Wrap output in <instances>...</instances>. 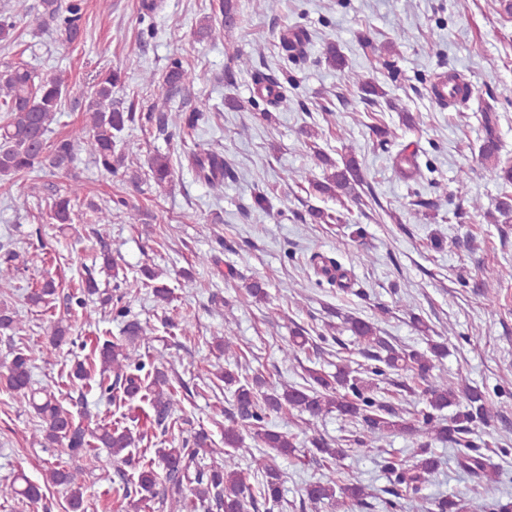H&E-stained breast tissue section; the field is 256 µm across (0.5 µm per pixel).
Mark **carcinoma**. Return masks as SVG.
Returning <instances> with one entry per match:
<instances>
[{
  "instance_id": "obj_1",
  "label": "carcinoma",
  "mask_w": 512,
  "mask_h": 512,
  "mask_svg": "<svg viewBox=\"0 0 512 512\" xmlns=\"http://www.w3.org/2000/svg\"><path fill=\"white\" fill-rule=\"evenodd\" d=\"M13 12L0 15V42L13 40L14 18L27 11L26 0H13ZM41 5L56 23V30L65 41L74 42L84 32L85 0H41ZM224 22L219 26L205 25L204 33L210 38L224 36V31L236 24L237 11L232 0H223ZM308 36L298 29L292 38L283 40L287 51L302 55ZM120 72L111 70L97 82L92 97L85 108L84 123L70 134L49 140L51 125L56 120L63 99L68 92V77L64 72L43 75L27 63L15 62L0 68V179L11 180L23 177L35 170L52 173L66 171L74 162L76 151L81 144L89 147L95 165L112 175L125 167L129 152L117 149L121 133L134 121V112L112 99V88L120 82ZM259 97L265 104L278 107L282 103L280 82L274 75L259 73L256 78ZM193 82L192 72L175 60L171 62L164 76L166 86L186 87ZM206 104L201 103L189 112H174L159 119L160 130L194 129L205 120ZM485 162L487 176L512 183V165L500 158V144L492 126H487L486 137L479 147ZM192 164L199 177L209 188L220 194L224 188V177L230 174L224 158L217 152L194 153ZM393 162L405 175L411 176L418 169L417 154L402 149ZM149 170L157 186L169 183L172 176L169 158L155 154L150 158ZM286 180L296 184L306 182L320 195L340 193L350 196L363 183L359 164L355 157H344L342 163L331 165V172L325 180L308 178L301 170H287ZM78 183L68 186L65 193L58 195L50 206V218L56 224H71L75 210L88 207L95 214L96 223L110 224L115 221L134 223L137 211L123 200L100 207L84 202ZM16 255L8 248L0 254V286L5 288L19 271L15 264ZM317 271L324 275L329 285H341L344 272L335 261L322 260ZM160 273L145 268L141 277H123L128 288H150L160 302L171 299V290L159 282ZM57 293L53 280H46L30 295L32 304H47ZM100 296L104 305L121 301L112 295H101L94 271L86 273L82 284L67 296L68 305L77 307L85 318H91L86 307L90 297ZM118 316L125 318L123 338L118 341L105 339L97 342L89 362H78L71 369V381L83 382L91 373L99 376L97 385L101 392L111 393L122 390L124 399L142 401L150 405L152 422L167 431L175 426L172 412L176 389L166 371L155 366L154 361L144 359L136 345L149 339L152 328L138 320L126 319V312L120 308ZM349 330L364 345L368 360L374 362L371 374L385 376L390 371L410 370L426 383L422 391L425 411L421 417L408 419L403 410L391 400L377 396L373 384L355 375L348 364L336 368V373L310 370L304 383L282 384L279 387H265L258 377H241L238 372L224 369L216 378L224 382V388L232 392L236 416L241 426L224 427V448L212 447L209 435L199 430L192 439H184L177 446L156 449L158 461L134 462L131 449L138 447L143 434L135 433L129 427L103 424L94 430H87L75 422L73 415L64 409L55 393L45 387H34L32 379V355L18 348L5 374L6 386L17 394L19 404L32 409L40 420V428L32 436V443L42 447H58L72 458L87 456L93 448L109 450L107 463H119L134 469L132 476L122 480L116 492L124 499L135 498V512L146 509L158 502V507L169 512H194L196 506H205L217 512H255L258 503L269 508L281 505L283 500L282 475L276 466V457L291 456L297 448L296 435L276 431L266 425L269 415L296 410L316 419L335 412L342 419L362 426L359 435L352 439L358 450L372 453L379 458L380 467L387 475L389 485L384 489L388 498L385 507H400L404 512H483L485 505L480 501L463 504L453 496L431 501L425 506V499L418 496L438 468L439 461L430 451L431 441L437 440L458 450L456 465L469 475L478 476L488 484L499 481V472L487 463L474 441L475 430L487 426L494 417H502V411L493 408L485 391L466 382L463 377L454 379L446 376L439 366V360L446 350L445 342L433 341L425 352L407 351L395 347L385 338L377 335L373 323L359 318H346ZM49 344L59 348L69 340L70 328L57 320L46 328ZM457 405L461 410L448 419L438 412ZM249 431L251 438L262 448L263 457L257 469L263 476L250 471L235 470L229 466H213L208 470L190 473V462L196 449L208 448L211 454L220 455L228 448L232 452L253 454L252 449L243 447L244 439L240 427ZM394 432H412L415 436L416 451L408 462L382 450L379 442ZM308 445L305 453L327 463V473L305 487L307 500L314 504L335 503L347 499L360 507L367 505L369 493L359 482L343 483L336 476L334 464L345 453L339 440L328 441L321 435L305 437ZM83 470L67 471L59 464H49L43 474V483L30 481L19 472L10 480L0 484V496L23 498L38 502L45 491L62 486L66 489L68 512H84ZM191 484L190 493L184 492V483Z\"/></svg>"
}]
</instances>
